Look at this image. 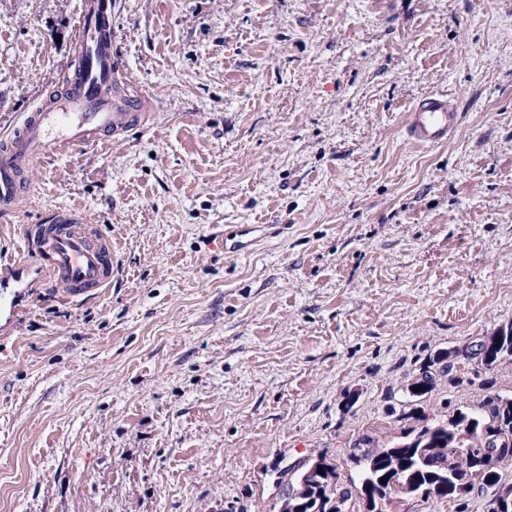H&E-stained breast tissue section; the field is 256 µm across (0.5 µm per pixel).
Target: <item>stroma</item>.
Returning a JSON list of instances; mask_svg holds the SVG:
<instances>
[{"label": "stroma", "instance_id": "obj_1", "mask_svg": "<svg viewBox=\"0 0 512 512\" xmlns=\"http://www.w3.org/2000/svg\"><path fill=\"white\" fill-rule=\"evenodd\" d=\"M81 0H0V140L71 77ZM144 127L35 161L0 258L59 209L110 239L95 298L0 314V512H279L316 455L512 398V0H112ZM462 114L414 145L411 106ZM228 224H282L248 255ZM452 375L415 399L430 356ZM459 112L446 94H430L416 102L405 118L406 136L425 147L444 144L459 123ZM502 328L494 331L491 336H487L485 340L481 341L480 347L484 346L489 349V360L485 361L484 354H479L478 356H474L477 360L478 365L482 366V362H484V369L486 371L492 370L501 360L506 359L507 357L512 358V338L508 342V350L509 354L504 353L503 355H499L502 348H497L500 340V336L498 333Z\"/></svg>", "mask_w": 512, "mask_h": 512}]
</instances>
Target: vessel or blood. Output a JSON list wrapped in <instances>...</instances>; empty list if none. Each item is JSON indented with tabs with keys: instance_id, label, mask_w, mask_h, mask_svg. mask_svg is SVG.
Returning a JSON list of instances; mask_svg holds the SVG:
<instances>
[{
	"instance_id": "1",
	"label": "vessel or blood",
	"mask_w": 512,
	"mask_h": 512,
	"mask_svg": "<svg viewBox=\"0 0 512 512\" xmlns=\"http://www.w3.org/2000/svg\"><path fill=\"white\" fill-rule=\"evenodd\" d=\"M78 44L85 64L68 90L50 96L19 130L0 141L1 207L12 206L25 193V172L38 157L107 143L146 120L142 98L122 94L115 86L119 66L112 54V0H83ZM459 119L447 95L431 94L408 111L404 130L415 143L435 147L447 142ZM284 230L281 224H233L224 230V250L247 253ZM25 243L39 260V272L48 274L72 301L94 296L118 272L111 242L98 238L71 210L56 211L51 223L26 233ZM25 273L23 265L0 262V292L24 287Z\"/></svg>"
}]
</instances>
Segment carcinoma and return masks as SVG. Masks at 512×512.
<instances>
[{
  "mask_svg": "<svg viewBox=\"0 0 512 512\" xmlns=\"http://www.w3.org/2000/svg\"><path fill=\"white\" fill-rule=\"evenodd\" d=\"M498 332L481 341L489 349V360L484 362V369L492 370L501 360L512 358V339L508 342L509 353L500 354ZM439 366V373L448 374L453 364L442 363L433 358L419 370V376L410 384L415 397L428 395L435 387L436 374L434 366ZM467 421L472 424L471 433L479 441L486 436H501L512 440V398L490 397L478 411L456 410L448 419L427 423L410 430L401 436V440L381 448L351 449L349 457L357 460L362 470H373L370 487L364 483H350L346 486L338 483L336 464L327 463L328 470L321 478L319 487L311 494V504L302 512H329L327 504L335 496L345 502L358 496L365 503L373 505L367 512H389L388 500L394 495L392 479L403 473V482L413 487V491H425L426 497L446 499L456 504V512H466L465 498L479 483L483 486L499 484V474L494 469H480L483 465L481 449L472 447L468 453L460 454L455 447L457 427ZM475 472L473 481L463 484L456 480L459 471ZM387 482H381L382 478Z\"/></svg>",
  "mask_w": 512,
  "mask_h": 512,
  "instance_id": "carcinoma-1",
  "label": "carcinoma"
}]
</instances>
